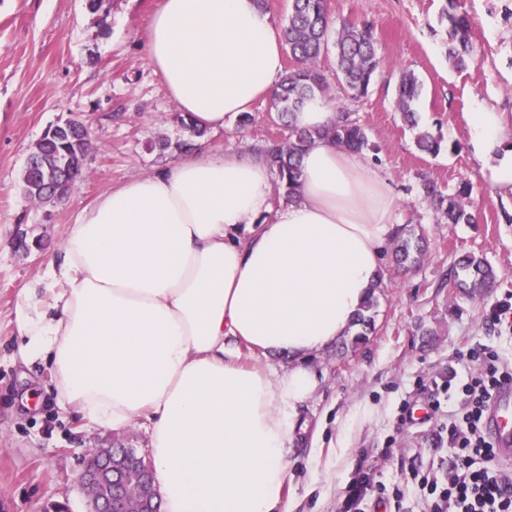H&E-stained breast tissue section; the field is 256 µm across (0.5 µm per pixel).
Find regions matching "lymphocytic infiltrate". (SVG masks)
I'll use <instances>...</instances> for the list:
<instances>
[{
    "label": "lymphocytic infiltrate",
    "instance_id": "1",
    "mask_svg": "<svg viewBox=\"0 0 512 512\" xmlns=\"http://www.w3.org/2000/svg\"><path fill=\"white\" fill-rule=\"evenodd\" d=\"M469 358L473 367L456 385L458 414L448 427L455 456L441 476L417 482L434 495L429 512H512V468L498 463L482 428L493 392L512 382V367L487 352Z\"/></svg>",
    "mask_w": 512,
    "mask_h": 512
}]
</instances>
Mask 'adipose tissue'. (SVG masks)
<instances>
[{"instance_id": "obj_1", "label": "adipose tissue", "mask_w": 512, "mask_h": 512, "mask_svg": "<svg viewBox=\"0 0 512 512\" xmlns=\"http://www.w3.org/2000/svg\"><path fill=\"white\" fill-rule=\"evenodd\" d=\"M142 46L204 130L273 96L284 71L256 0H161ZM465 122L486 181L512 191V117L481 104ZM272 194L264 159L197 144L82 208L49 262L64 290L20 320L22 359L66 405L147 428L162 512H279L297 406L319 387L310 361L379 280L397 205L366 157L315 140L298 198L274 210ZM242 343L288 371L241 365Z\"/></svg>"}]
</instances>
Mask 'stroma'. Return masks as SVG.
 Wrapping results in <instances>:
<instances>
[{
	"label": "stroma",
	"instance_id": "stroma-1",
	"mask_svg": "<svg viewBox=\"0 0 512 512\" xmlns=\"http://www.w3.org/2000/svg\"><path fill=\"white\" fill-rule=\"evenodd\" d=\"M159 0H112L90 13L85 0H0V507L5 512H46L53 504L87 512L78 481L91 449L131 439L149 454L139 426L124 430L86 425L62 407L45 366H25L18 313L29 289L45 287L49 260L66 239L80 208L128 179L174 161L177 142L190 133L165 83L148 63L141 38ZM445 0H329L337 20L371 23L384 66L366 96L347 101L336 80V56L319 65L330 77L336 101L348 102L369 136L371 164L396 196L400 223L419 225L427 239L420 264L397 273L383 267L375 330L356 348L332 346L315 357L321 380L299 408L308 430L286 450L289 477L284 512H342L357 470L374 481L402 484V512H424V496L407 481L412 468L447 460L452 450L438 436L454 401L443 402L430 421L409 420L413 404L430 401L437 381L464 373L461 354L485 347L512 364V327L491 325L493 305L512 296V192L492 188L468 146L464 113L482 103L512 113V0H459L471 20L478 49L465 71L448 62ZM423 83L416 105L421 126L440 132L444 150L420 152L415 133L394 106L401 70ZM207 132L214 150L248 149L282 131L270 99ZM80 117L92 131L85 171L58 203L27 201L18 191L28 154L57 122ZM166 139L172 149L159 151ZM427 176L441 187L466 182L473 193L471 224L436 223L419 193ZM37 241L17 250L18 236ZM473 252L499 271L495 288L470 297L441 287L443 274L461 253Z\"/></svg>",
	"mask_w": 512,
	"mask_h": 512
}]
</instances>
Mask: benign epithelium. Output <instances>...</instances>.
Returning <instances> with one entry per match:
<instances>
[{"label": "benign epithelium", "instance_id": "7a95c632", "mask_svg": "<svg viewBox=\"0 0 512 512\" xmlns=\"http://www.w3.org/2000/svg\"><path fill=\"white\" fill-rule=\"evenodd\" d=\"M124 446L94 448L85 461L80 482L89 512H161L156 490L149 482L150 460L139 455L127 468Z\"/></svg>", "mask_w": 512, "mask_h": 512}]
</instances>
